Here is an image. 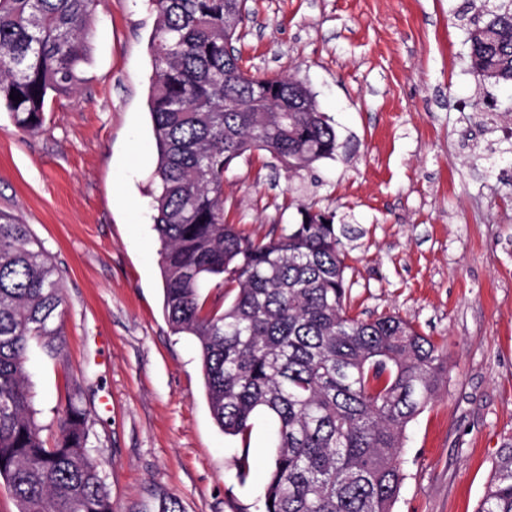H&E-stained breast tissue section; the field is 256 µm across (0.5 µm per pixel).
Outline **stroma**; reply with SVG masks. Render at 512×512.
<instances>
[{"label": "stroma", "instance_id": "1", "mask_svg": "<svg viewBox=\"0 0 512 512\" xmlns=\"http://www.w3.org/2000/svg\"><path fill=\"white\" fill-rule=\"evenodd\" d=\"M464 0H247L249 72L290 77L336 130L334 157L291 171L256 154L224 179V217L255 238L334 213L364 236L346 258L351 315L397 314L448 346V385L409 426L393 512H474L512 440V117L476 109ZM148 0H97L89 62L25 134L0 112V209L62 272L61 353L32 347L44 438L66 395L94 411L89 453L115 512H261L270 418L223 434L195 337L163 312L150 176ZM250 470L240 477L238 464Z\"/></svg>", "mask_w": 512, "mask_h": 512}]
</instances>
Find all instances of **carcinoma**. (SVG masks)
I'll use <instances>...</instances> for the list:
<instances>
[{
	"mask_svg": "<svg viewBox=\"0 0 512 512\" xmlns=\"http://www.w3.org/2000/svg\"><path fill=\"white\" fill-rule=\"evenodd\" d=\"M151 191L164 312L197 338L214 420L247 440L258 413L277 428L263 512H392L408 425L448 384V351L399 315L348 312L347 245L361 231L332 212L261 239L224 220V176L263 151L290 170L336 154L308 91L243 72L233 43L243 0H151ZM95 0H0V108L41 128L50 95L87 61ZM468 30L480 85H512V0H481ZM20 95L21 102L10 99ZM60 271L17 216L0 212V479L18 512H113L88 452L91 412L67 395L52 446L27 387L36 343L60 354ZM233 296L219 309L201 289ZM475 512H512V442L498 449Z\"/></svg>",
	"mask_w": 512,
	"mask_h": 512,
	"instance_id": "carcinoma-1",
	"label": "carcinoma"
}]
</instances>
